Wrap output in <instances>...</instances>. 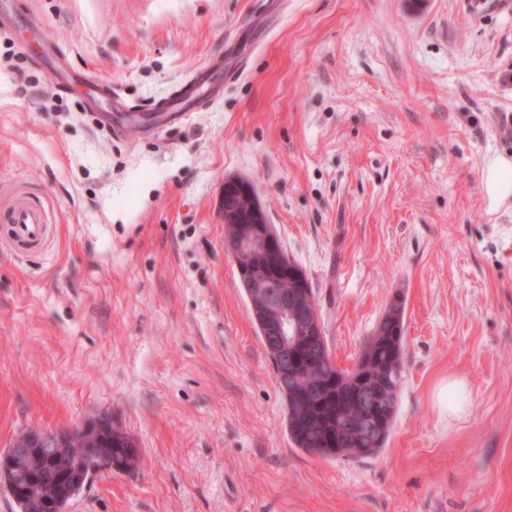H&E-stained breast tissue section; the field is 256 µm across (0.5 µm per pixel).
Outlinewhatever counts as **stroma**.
Masks as SVG:
<instances>
[{"instance_id": "1", "label": "stroma", "mask_w": 512, "mask_h": 512, "mask_svg": "<svg viewBox=\"0 0 512 512\" xmlns=\"http://www.w3.org/2000/svg\"><path fill=\"white\" fill-rule=\"evenodd\" d=\"M113 93L58 84L44 60ZM184 122L152 113L214 56ZM29 82H15L12 64ZM512 9L500 0H14L0 8V449L101 411L139 449L65 512H512ZM243 179L314 290L340 368L395 297L405 380L387 447L294 448L225 251ZM470 393L449 417L450 380ZM483 183L491 201L512 197V162L506 158L490 162L483 173ZM6 225V237L11 246L22 254L42 251L47 241L49 215L45 203L29 200L23 195L0 213V222Z\"/></svg>"}]
</instances>
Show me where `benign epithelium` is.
Masks as SVG:
<instances>
[{
    "instance_id": "obj_1",
    "label": "benign epithelium",
    "mask_w": 512,
    "mask_h": 512,
    "mask_svg": "<svg viewBox=\"0 0 512 512\" xmlns=\"http://www.w3.org/2000/svg\"><path fill=\"white\" fill-rule=\"evenodd\" d=\"M224 223L239 227L237 235L226 245V252L240 273L246 274V288L251 313L260 322L261 336L268 346L282 349L290 346L300 334L318 336L321 327L317 312L306 308L302 288L303 277L290 266L279 239L263 228L264 210L254 190L243 179L224 181L222 196ZM284 269L285 276L296 283V291L288 295L278 291L268 275L269 261ZM112 430V415L101 412L91 420L65 432L43 430L27 434L22 444L12 443L0 450V485L17 502H23L21 479L34 460L52 471L61 465L66 441L78 435L96 436ZM74 476L65 490L58 493L52 508L63 512L61 503L72 493L86 487L99 473L112 470V449H81L73 461Z\"/></svg>"
}]
</instances>
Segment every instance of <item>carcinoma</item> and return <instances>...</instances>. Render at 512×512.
<instances>
[{
    "mask_svg": "<svg viewBox=\"0 0 512 512\" xmlns=\"http://www.w3.org/2000/svg\"><path fill=\"white\" fill-rule=\"evenodd\" d=\"M286 405L288 438L301 451L325 458H364L380 453L393 427L403 380L404 307L396 298L368 338L350 369L337 366L325 336H301L289 353L296 356L292 373L281 375L282 359L265 347ZM112 460L120 472L139 465L126 432L107 437ZM55 480L30 477L31 499H52Z\"/></svg>",
    "mask_w": 512,
    "mask_h": 512,
    "instance_id": "cac0c4a2",
    "label": "carcinoma"
}]
</instances>
